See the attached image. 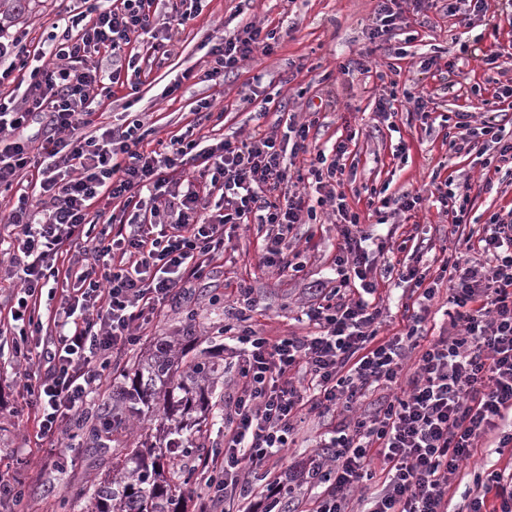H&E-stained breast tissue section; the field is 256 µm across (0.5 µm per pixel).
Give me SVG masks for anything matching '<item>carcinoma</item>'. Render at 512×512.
<instances>
[{
    "label": "carcinoma",
    "instance_id": "cac0c4a2",
    "mask_svg": "<svg viewBox=\"0 0 512 512\" xmlns=\"http://www.w3.org/2000/svg\"><path fill=\"white\" fill-rule=\"evenodd\" d=\"M28 0H0V25L25 12ZM191 329L183 336L157 342L155 352L118 370V399L112 406V441L144 418L153 431L136 446L123 442V458L112 463V475L93 480L86 489L91 512H182L183 490L192 472L172 457L187 454L209 422L224 414L214 400L215 380L224 373V356L193 353Z\"/></svg>",
    "mask_w": 512,
    "mask_h": 512
}]
</instances>
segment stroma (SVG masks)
Wrapping results in <instances>:
<instances>
[{
    "label": "stroma",
    "instance_id": "35a3bbf8",
    "mask_svg": "<svg viewBox=\"0 0 512 512\" xmlns=\"http://www.w3.org/2000/svg\"><path fill=\"white\" fill-rule=\"evenodd\" d=\"M72 6V0H31L27 12L7 29L23 32L30 51L47 49L56 15ZM374 8L375 0H204L202 11L182 26L172 57L161 65L144 62L138 96L116 90L112 99L97 106L92 121L109 123L141 113L153 125L155 139L166 141L191 120L197 100L206 98L223 109L224 118L206 122L204 134L241 139L254 127L268 129L291 115L307 120L309 103L326 100L309 139L321 149L350 138L352 173L342 190L349 207L360 213L364 230L381 247L377 265L401 260L392 246L414 224L426 233L428 259L438 261L449 245L446 217L425 201L412 214L381 219L369 207L366 189L373 185L386 188L392 197L409 191L427 198L436 188L451 186L456 193L468 194L466 227L474 231L493 212L512 206V172L497 171L489 182L483 177L484 168H495L497 161L494 151L483 149L482 137H475L472 150L458 154L449 153L447 141L454 113L487 112L493 109L499 88L512 86V70L503 73L488 62L493 43H512V20L494 2L483 17L470 14L465 6L452 16L448 0H427L420 10L405 9L394 29L374 40L370 37ZM246 20L275 30L272 55L246 61L223 85L188 83L168 92V85L185 68L202 63L209 37L233 33ZM431 57L436 58V66L424 68L423 60ZM379 64L388 67L383 82L374 73ZM391 92L427 96L426 113L401 105L392 121H382L375 114L376 103ZM317 213L318 223L296 229L294 245L307 258L305 274L299 278L261 271L257 266L261 231L254 226L238 229L224 257L213 260L203 280L168 305L134 351L113 355L103 385L89 403L90 417L78 433L79 447L41 439L35 410L18 375L15 338L0 335V469L26 486L20 506L4 503L0 512H80L90 481L106 476L113 459L122 454L118 448L92 447L88 437L89 428L112 410L116 368L145 353L158 337L180 334L187 327L204 339L217 336L224 327V307L236 298L239 281H247L254 290L251 324L271 336L305 335L308 327L301 320V309L311 297L309 285L330 276L340 243L328 207L318 208ZM377 295L384 301L381 335L398 332L404 326L409 295L394 277L379 282ZM332 427L330 417L305 416L292 446L282 453L279 471L308 459ZM223 446L224 434L214 425L200 448L183 458V465L195 471L186 488V512H199L206 500L204 463Z\"/></svg>",
    "mask_w": 512,
    "mask_h": 512
}]
</instances>
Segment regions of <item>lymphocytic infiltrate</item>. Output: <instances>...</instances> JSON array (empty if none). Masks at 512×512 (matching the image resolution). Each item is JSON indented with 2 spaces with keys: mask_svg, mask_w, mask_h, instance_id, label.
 <instances>
[{
  "mask_svg": "<svg viewBox=\"0 0 512 512\" xmlns=\"http://www.w3.org/2000/svg\"><path fill=\"white\" fill-rule=\"evenodd\" d=\"M200 0H167L169 21L157 22V0H80L49 64L29 66L21 40L0 30V190L35 169L39 197L19 193L7 202L11 241L4 250L27 296L14 309L15 348L25 387L38 411L39 432L69 435L101 386L111 355L137 346L169 302L200 279L207 261L223 256L227 227L256 224L265 236L258 265L296 275L306 266L291 240L299 224L330 205L342 239L335 284L315 281L305 315L312 333L274 337L238 323L240 348L234 387L224 402V463L206 478L214 501L247 503L246 512H277L288 488L321 485L313 512H353L358 485L382 475L366 512H448L461 462L487 435L512 447V210L490 215L474 254L448 259L438 276L448 282L449 325L429 335L425 323L436 295L419 265L402 275L417 298L403 331L380 335L374 268L359 233L360 215L337 187L348 145L312 153L308 169L293 159L310 153L312 121H289L284 133L254 129L246 139L207 143L186 128L163 149L147 148L148 131L134 118L87 131L94 106L114 88L140 91L132 39L165 60L179 27L198 14ZM273 32L246 22L217 38L203 70L186 68L181 82L223 81L255 55L274 51ZM110 62H97L100 53ZM28 71L24 90L11 88ZM44 125L45 137L29 134ZM219 202H210L212 190ZM316 204H309V192ZM120 201L107 215L101 200ZM81 263L65 277L73 294L48 340L28 300L57 273L59 256ZM413 360L409 377L401 372ZM380 400L363 418L337 421L320 450L272 476L276 456L291 442L304 410L321 414L350 407L367 391ZM465 512H512V474L475 473L463 493Z\"/></svg>",
  "mask_w": 512,
  "mask_h": 512,
  "instance_id": "1",
  "label": "lymphocytic infiltrate"
}]
</instances>
